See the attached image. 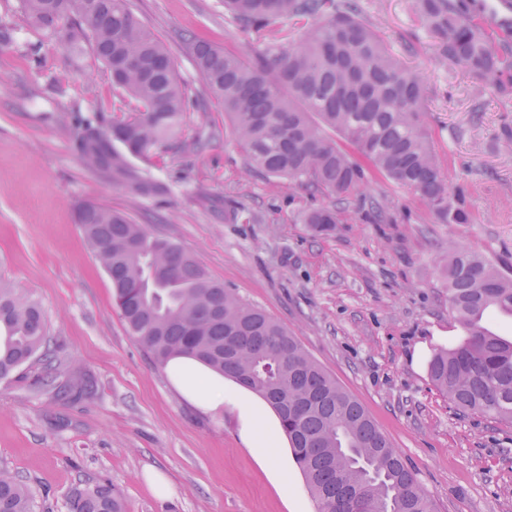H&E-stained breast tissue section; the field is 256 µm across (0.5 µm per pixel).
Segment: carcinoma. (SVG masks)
<instances>
[{
	"instance_id": "1",
	"label": "carcinoma",
	"mask_w": 512,
	"mask_h": 512,
	"mask_svg": "<svg viewBox=\"0 0 512 512\" xmlns=\"http://www.w3.org/2000/svg\"><path fill=\"white\" fill-rule=\"evenodd\" d=\"M21 7L51 34L77 15L113 85L136 102L128 116L112 121L111 137L87 127L84 158L133 194L164 192L129 162L170 149L185 111V89L157 34L130 0H21ZM415 7L443 64L512 95V47L494 46L482 23L483 0H415ZM224 11L243 31L309 23L297 40L274 37L250 56L187 38L250 168L334 193L341 205L360 190L368 169L408 189L439 223L465 221L424 121L422 85L362 19L358 0H224ZM302 220L330 232L336 206ZM76 223L111 280L129 332L157 365L194 356L269 404L318 512H354L346 499L355 494L364 512H432L429 495L362 403L284 327L213 279L180 244L123 213L82 203ZM447 272L448 306L464 336L433 353L430 378L459 410L512 423V338L487 321L491 312L512 316V278L462 248L448 254ZM22 368L34 370V385L50 397L80 399L95 388L57 355L41 306L0 284V381ZM68 505L69 512H126L108 481L78 484ZM34 508L24 480L0 469V512Z\"/></svg>"
}]
</instances>
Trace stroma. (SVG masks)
Listing matches in <instances>:
<instances>
[{
	"label": "stroma",
	"instance_id": "stroma-1",
	"mask_svg": "<svg viewBox=\"0 0 512 512\" xmlns=\"http://www.w3.org/2000/svg\"><path fill=\"white\" fill-rule=\"evenodd\" d=\"M168 50L190 106L165 159H133L164 194L132 195L90 168L85 120L126 115L90 44L26 21L0 0V281L38 301L59 357L81 364L95 390L78 400L38 394L31 375L0 383V467L23 476L36 512H67L71 488L111 479L129 512H316L288 439L275 483L244 445L236 412L199 413L130 335L112 284L75 221L94 202L123 212L191 252L209 275L264 310L355 397L428 492L434 512H512V425L463 412L433 385V350L463 336L448 309V248L512 271V98L459 67H442L414 0H360L364 20L418 76L434 149L469 219L439 224L406 188L367 176L333 232L302 212L336 201L250 170L224 136V109L195 69L183 34L245 55L268 31L239 30L223 0H131ZM379 200L383 223L363 217ZM173 487L154 494L146 470Z\"/></svg>",
	"mask_w": 512,
	"mask_h": 512
}]
</instances>
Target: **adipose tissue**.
I'll use <instances>...</instances> for the list:
<instances>
[{
	"label": "adipose tissue",
	"instance_id": "1",
	"mask_svg": "<svg viewBox=\"0 0 512 512\" xmlns=\"http://www.w3.org/2000/svg\"><path fill=\"white\" fill-rule=\"evenodd\" d=\"M166 373L175 391L202 413L219 416L225 405H232L242 424L241 437L246 447L266 466H273L269 431L261 412L252 404L250 391L240 387L235 393H227L228 377L189 355L173 357Z\"/></svg>",
	"mask_w": 512,
	"mask_h": 512
}]
</instances>
